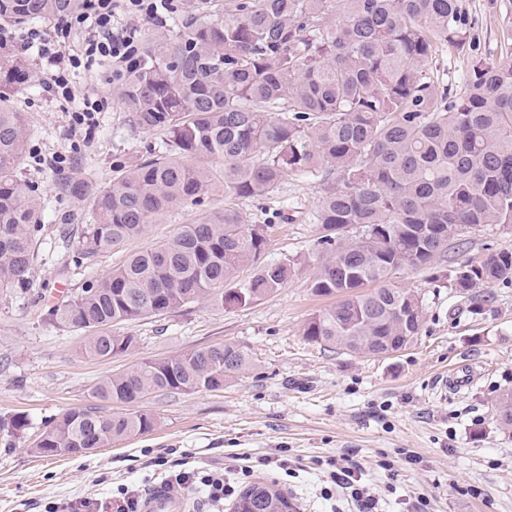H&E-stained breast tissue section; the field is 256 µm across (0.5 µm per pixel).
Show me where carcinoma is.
<instances>
[{"instance_id":"obj_1","label":"carcinoma","mask_w":512,"mask_h":512,"mask_svg":"<svg viewBox=\"0 0 512 512\" xmlns=\"http://www.w3.org/2000/svg\"><path fill=\"white\" fill-rule=\"evenodd\" d=\"M80 0H0V21L59 20ZM461 0H197L164 30L148 23L139 59L112 75L131 133L161 131L163 153L118 162L94 198L80 255L123 247L176 208L197 215L168 239L134 252L111 272L46 310V320L86 333L81 353L110 359L137 337L108 328L207 300L249 306L282 287L291 261L262 260L268 239L235 208L274 196L290 176L320 187L311 288L339 301L308 319L313 343L367 355L409 346L424 325L422 300L388 285L401 268H425L461 232L512 224V27L506 58L479 54ZM468 56L465 89L432 74L438 48ZM28 87L21 60L0 58V294L30 295L38 196L18 179L27 143L12 96ZM224 207L207 209L210 197ZM354 228L358 235H350ZM251 273L237 279L240 269ZM512 283V253L459 265L451 287L477 312L494 302L474 290ZM375 288L366 291L364 287ZM252 365L233 342L141 361L99 382L91 398L132 407L158 392L224 389ZM512 433V390L498 400ZM147 411L103 415L72 408L33 442L43 456L105 448L155 430ZM28 429L22 413L0 415L6 448ZM292 509L277 483L243 488L233 512Z\"/></svg>"}]
</instances>
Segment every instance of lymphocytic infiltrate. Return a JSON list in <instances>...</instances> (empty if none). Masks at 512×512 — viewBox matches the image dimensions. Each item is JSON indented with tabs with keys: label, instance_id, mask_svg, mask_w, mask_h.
I'll return each mask as SVG.
<instances>
[{
	"label": "lymphocytic infiltrate",
	"instance_id": "f902f5d3",
	"mask_svg": "<svg viewBox=\"0 0 512 512\" xmlns=\"http://www.w3.org/2000/svg\"><path fill=\"white\" fill-rule=\"evenodd\" d=\"M173 10V0H86L79 12L55 22L49 30L35 24L17 27L1 23L0 50L7 52L16 46L29 52L47 77V92L67 102L77 101L71 115V133L89 132L96 126L106 101L77 96L75 79L80 71L98 61L130 62L138 49L126 21L146 15L162 23ZM324 474L325 497L339 493L354 505L356 512H379L381 496L366 479L362 464L353 457L329 458ZM200 485L216 501L234 492L230 481L217 472L204 475L199 470L181 467L172 471L168 482L172 489Z\"/></svg>",
	"mask_w": 512,
	"mask_h": 512
}]
</instances>
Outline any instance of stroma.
I'll use <instances>...</instances> for the list:
<instances>
[{
    "label": "stroma",
    "mask_w": 512,
    "mask_h": 512,
    "mask_svg": "<svg viewBox=\"0 0 512 512\" xmlns=\"http://www.w3.org/2000/svg\"><path fill=\"white\" fill-rule=\"evenodd\" d=\"M463 3L480 52L499 59L498 33L512 26V0ZM27 67L30 85L12 97L29 131L19 177L39 195L47 230L34 269L40 304L0 297V414L22 413L30 423L14 447L0 446V512H46L51 503L84 498L115 501L127 486H161L178 460L220 472L230 456L255 458L278 448L287 449L292 475L258 469L250 479L279 483L298 512H345V502L323 499L317 470L319 461L342 454L361 462L370 481L384 489L387 479L377 462L385 456L394 461L399 477L393 491L385 489L387 512H399L401 502L420 495L429 499L430 512H512V435L500 429L494 412L499 396L512 389V283L492 285L495 301L478 316L450 286L460 263L512 252V226L468 230L463 248L449 249L430 267L396 271L392 285L414 291L424 303L420 336L389 356L350 353L303 336L307 320L337 298L311 288L317 227L308 216L319 188L291 175L275 198L237 205L252 223L262 221L265 208L303 212V219L272 223L263 256L293 262L287 284L244 308L198 302L114 325L112 334L136 336L137 347L107 360L85 358L82 333L46 322L41 304L60 303L127 254L170 237L192 212L174 210L145 236L75 265L93 200L111 182L116 160L163 151L164 137L129 133L125 113L112 101V71L104 67L83 84L109 104L92 139L73 148L70 104L45 92L35 62ZM55 154L63 158L60 167L37 166L36 156ZM224 342L250 349L249 369L217 391L148 396L142 407L158 418L152 432L79 455L32 451L44 424L90 404L98 382L140 361ZM453 370L476 378L465 391L441 396L437 382Z\"/></svg>",
    "instance_id": "obj_1"
}]
</instances>
